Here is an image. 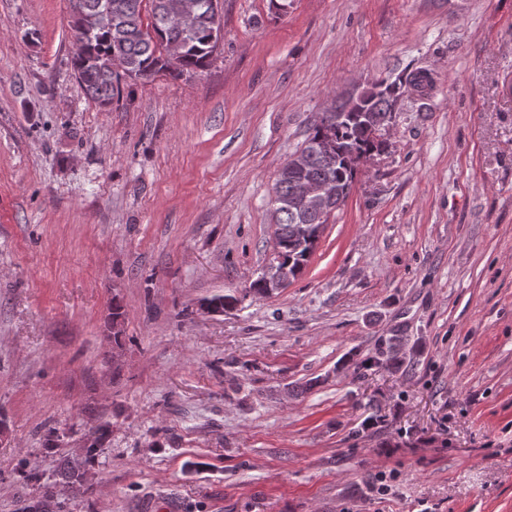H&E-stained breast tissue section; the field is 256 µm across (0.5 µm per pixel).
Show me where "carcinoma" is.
Masks as SVG:
<instances>
[{
	"label": "carcinoma",
	"mask_w": 512,
	"mask_h": 512,
	"mask_svg": "<svg viewBox=\"0 0 512 512\" xmlns=\"http://www.w3.org/2000/svg\"><path fill=\"white\" fill-rule=\"evenodd\" d=\"M181 0H72L74 27L85 17H94V26L85 43L72 59L75 78L87 96L102 107L112 105L120 95L121 82L151 78L169 73L179 77L207 67L220 39L214 9L215 0H196L195 9L183 16L181 25L171 22L169 14ZM176 42L180 55L167 58L163 44ZM406 80L423 87V98L434 87L423 69L411 70ZM399 96L389 92L384 81L363 88L356 98L344 97L330 104L328 125L310 124L302 146L279 171L273 188V217L276 225L273 257L269 267L287 269L288 280L301 273L316 247L326 221L309 213L296 200L301 170L321 181L340 183L342 195L348 196L357 167L353 154L367 158L388 151L390 144L379 140L375 132L388 126L399 108ZM278 291L260 274L249 292L269 297ZM403 336L380 339L374 352L359 364L365 370L376 369L391 374H407L415 363L413 350L406 349ZM105 436L99 428L94 441L84 448L80 459H65L55 476L75 492L84 489L86 466L97 455L98 442ZM27 482L37 494L20 501L19 512H64L56 500L53 484L36 469L25 472Z\"/></svg>",
	"instance_id": "1"
}]
</instances>
